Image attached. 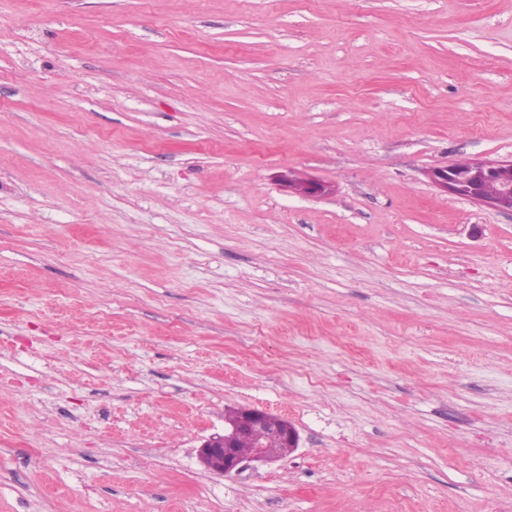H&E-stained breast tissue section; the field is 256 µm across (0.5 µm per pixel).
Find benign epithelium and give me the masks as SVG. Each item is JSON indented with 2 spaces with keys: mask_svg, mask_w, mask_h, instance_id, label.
<instances>
[{
  "mask_svg": "<svg viewBox=\"0 0 512 512\" xmlns=\"http://www.w3.org/2000/svg\"><path fill=\"white\" fill-rule=\"evenodd\" d=\"M429 181L455 197L484 203L512 212V159L486 162L463 159L426 171ZM288 190L303 197H317L329 191L323 181L291 174L282 176ZM249 436L257 441L275 437L278 448H239L237 440ZM299 435L286 419L258 408H240L225 419L224 434L205 440L199 460L208 471L224 476L237 473L252 463L268 464L298 448Z\"/></svg>",
  "mask_w": 512,
  "mask_h": 512,
  "instance_id": "benign-epithelium-1",
  "label": "benign epithelium"
}]
</instances>
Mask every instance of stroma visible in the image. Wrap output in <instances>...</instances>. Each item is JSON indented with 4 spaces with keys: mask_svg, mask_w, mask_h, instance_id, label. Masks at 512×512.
<instances>
[{
    "mask_svg": "<svg viewBox=\"0 0 512 512\" xmlns=\"http://www.w3.org/2000/svg\"><path fill=\"white\" fill-rule=\"evenodd\" d=\"M462 158H512V0H0V512H512ZM243 407L298 447L206 470ZM281 178L288 190L299 196L317 197L329 191V185L326 182L293 176L290 171L288 175H281Z\"/></svg>",
    "mask_w": 512,
    "mask_h": 512,
    "instance_id": "1",
    "label": "stroma"
}]
</instances>
